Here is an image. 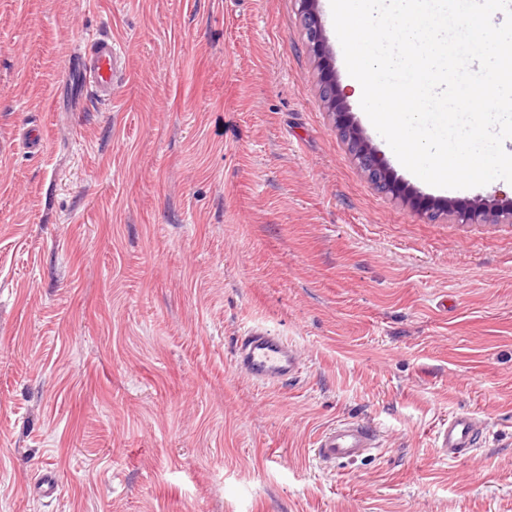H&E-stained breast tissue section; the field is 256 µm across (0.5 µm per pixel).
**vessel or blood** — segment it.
<instances>
[{
	"label": "vessel or blood",
	"mask_w": 512,
	"mask_h": 512,
	"mask_svg": "<svg viewBox=\"0 0 512 512\" xmlns=\"http://www.w3.org/2000/svg\"><path fill=\"white\" fill-rule=\"evenodd\" d=\"M122 69L123 53L111 33L98 35L67 72L66 84L72 102L80 103L90 92L103 100H111ZM234 365L255 382L277 386L297 380L301 370L296 349L281 336L259 326L245 328L238 336ZM434 439L445 456L460 460L482 445L485 431L475 416L460 412L440 425ZM378 445L379 437L374 429L358 421L341 420L318 435L314 457L321 466L328 468L367 456Z\"/></svg>",
	"instance_id": "1"
}]
</instances>
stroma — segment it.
I'll return each instance as SVG.
<instances>
[{"label": "stroma", "mask_w": 512, "mask_h": 512, "mask_svg": "<svg viewBox=\"0 0 512 512\" xmlns=\"http://www.w3.org/2000/svg\"><path fill=\"white\" fill-rule=\"evenodd\" d=\"M298 0H0V512H512V223L429 222L354 162ZM113 101L59 103L84 38ZM353 116L411 187L431 186ZM261 326L305 370L232 364ZM486 429L449 460L450 414ZM376 428L320 467L317 434ZM53 472L42 497L36 478ZM379 447L374 429L354 420H340L326 427L315 441L314 458L325 468L356 461Z\"/></svg>", "instance_id": "obj_1"}]
</instances>
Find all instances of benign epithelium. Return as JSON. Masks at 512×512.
Returning a JSON list of instances; mask_svg holds the SVG:
<instances>
[{
  "instance_id": "1",
  "label": "benign epithelium",
  "mask_w": 512,
  "mask_h": 512,
  "mask_svg": "<svg viewBox=\"0 0 512 512\" xmlns=\"http://www.w3.org/2000/svg\"><path fill=\"white\" fill-rule=\"evenodd\" d=\"M299 13L309 49L321 64V95L333 112L336 127L344 136L353 160L376 187L385 194L402 199L413 212L428 221L437 215H446L461 224L512 223V197L503 194L495 195L491 200L476 198L457 202L436 199L408 189V185L394 174L385 155L371 143L353 117L330 62L331 52L319 11V0H299Z\"/></svg>"
}]
</instances>
